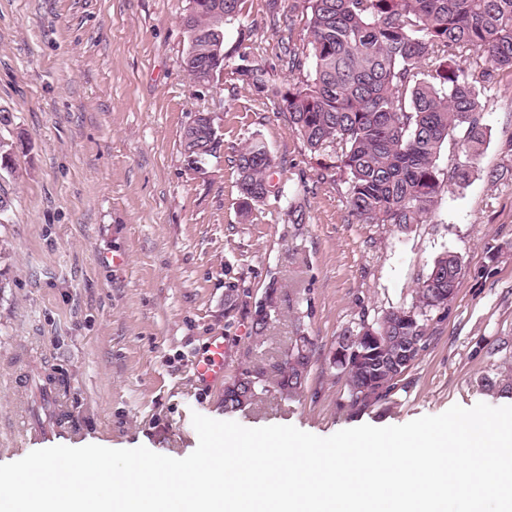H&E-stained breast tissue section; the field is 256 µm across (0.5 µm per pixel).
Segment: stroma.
<instances>
[{
	"label": "stroma",
	"mask_w": 512,
	"mask_h": 512,
	"mask_svg": "<svg viewBox=\"0 0 512 512\" xmlns=\"http://www.w3.org/2000/svg\"><path fill=\"white\" fill-rule=\"evenodd\" d=\"M190 0H0V139L24 136L0 184V464L31 445L19 432L21 390L51 371L76 414L56 445L144 446L184 458L198 445L192 413L257 428L292 425L320 437L403 425L452 405H512V82L488 95L489 138L465 186L446 188L426 223L402 232L348 213L344 181L321 177L277 99L237 75L243 63L293 80L288 28L303 0H246L224 30V73L207 87L179 67ZM210 112L219 156L188 170L181 135ZM262 140L284 194L239 212L234 159ZM500 171L497 180L489 179ZM446 251L462 260L452 300L428 314L427 342L386 403L354 413L331 363L345 328L411 307ZM123 256L113 265V256ZM276 310L254 334L265 297ZM315 358L302 393L274 385L296 334ZM224 339L226 377L265 374L243 412L195 377L210 337Z\"/></svg>",
	"instance_id": "stroma-1"
}]
</instances>
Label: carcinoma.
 Here are the masks:
<instances>
[{"label":"carcinoma","instance_id":"obj_1","mask_svg":"<svg viewBox=\"0 0 512 512\" xmlns=\"http://www.w3.org/2000/svg\"><path fill=\"white\" fill-rule=\"evenodd\" d=\"M244 0H192L183 25L188 50L180 66L196 80V67L224 72V26L236 20ZM307 19L300 44L288 47V71L311 70L281 92L273 71L252 64L236 73L258 93L280 98L291 129L313 153L333 149L324 166L345 177L349 212L362 224L407 230L424 223L444 190L438 164L445 144L457 139L452 178L463 185L487 143L482 123L486 90L512 78V0H304ZM264 142L245 144L236 159L239 208L247 214L269 197L283 195L277 165ZM460 264L446 251L419 284L412 309L384 313L369 324L344 329L334 341L375 332L357 345L350 370V407L365 412L385 401L374 384L393 378L394 358L425 335V317L457 287ZM312 342L295 338L288 359L274 365L281 394L304 388ZM259 375L244 372L224 387V410L243 411L263 390Z\"/></svg>","mask_w":512,"mask_h":512}]
</instances>
